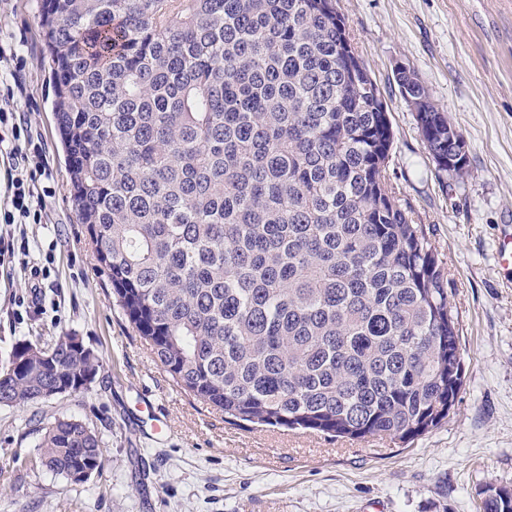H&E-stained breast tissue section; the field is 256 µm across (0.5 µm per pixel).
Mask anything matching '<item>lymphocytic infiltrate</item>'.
<instances>
[{
    "mask_svg": "<svg viewBox=\"0 0 512 512\" xmlns=\"http://www.w3.org/2000/svg\"><path fill=\"white\" fill-rule=\"evenodd\" d=\"M26 61L13 36L0 37V158L6 160V204L0 210V259L27 255L28 240H16L15 224H41L46 218L45 198L51 190L42 182L46 174L43 146L24 120L19 75Z\"/></svg>",
    "mask_w": 512,
    "mask_h": 512,
    "instance_id": "obj_1",
    "label": "lymphocytic infiltrate"
}]
</instances>
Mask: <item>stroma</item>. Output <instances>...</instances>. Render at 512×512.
<instances>
[{
    "label": "stroma",
    "mask_w": 512,
    "mask_h": 512,
    "mask_svg": "<svg viewBox=\"0 0 512 512\" xmlns=\"http://www.w3.org/2000/svg\"><path fill=\"white\" fill-rule=\"evenodd\" d=\"M39 0H12L32 128L48 148L46 224H25L46 268L38 304L19 263L0 266V362L29 330L76 331L100 357L88 392L0 407V512H481L486 487L512 489V266L496 249L512 225V0H339L352 43L383 92L391 180L445 262L458 312L463 386L446 421L407 444L302 430L245 429L183 393L98 271L69 192ZM414 70L468 148L463 181L439 177L394 81ZM154 400L166 433L143 432ZM77 417L107 458L101 478L67 483L32 466L39 429Z\"/></svg>",
    "instance_id": "stroma-1"
}]
</instances>
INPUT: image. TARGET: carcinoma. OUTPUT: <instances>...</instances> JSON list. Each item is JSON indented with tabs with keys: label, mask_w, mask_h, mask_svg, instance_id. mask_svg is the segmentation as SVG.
<instances>
[{
	"label": "carcinoma",
	"mask_w": 512,
	"mask_h": 512,
	"mask_svg": "<svg viewBox=\"0 0 512 512\" xmlns=\"http://www.w3.org/2000/svg\"><path fill=\"white\" fill-rule=\"evenodd\" d=\"M70 194L97 269L176 386L239 425L407 443L463 384L458 317L426 225L388 175V104L337 0H41ZM438 172L462 134L396 69ZM71 333L17 342L0 407L57 382L88 391L99 358ZM39 462L102 474L94 428L62 417ZM482 512H512L489 487Z\"/></svg>",
	"instance_id": "carcinoma-1"
}]
</instances>
